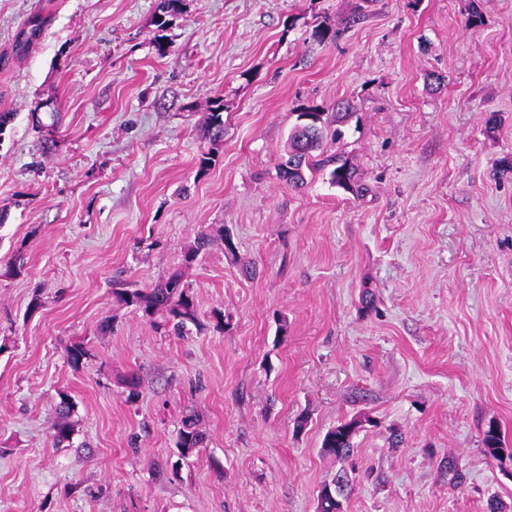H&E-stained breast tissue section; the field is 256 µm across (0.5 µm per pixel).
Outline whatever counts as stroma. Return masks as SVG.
<instances>
[{"mask_svg":"<svg viewBox=\"0 0 512 512\" xmlns=\"http://www.w3.org/2000/svg\"><path fill=\"white\" fill-rule=\"evenodd\" d=\"M158 4L0 0V512H317L344 471V512L512 506V0H183L162 54ZM341 101L326 147L358 190L288 185L297 112ZM218 226L235 253L184 268L201 329L117 303ZM189 409L206 441L184 453ZM350 419V457L324 454ZM43 20L37 17L31 18L24 29L18 35L16 42L13 46V54L21 56L27 53L33 45V42L41 35ZM25 31H28L25 33ZM21 35L24 38H21ZM221 102L222 100H215L211 104L209 112L197 129L198 136L208 141L212 150L216 151L224 141V105ZM58 420L52 427L51 436L56 445H62L69 442L71 437V429L68 424V417L73 407L71 398L67 394H61L60 402L57 405Z\"/></svg>","mask_w":512,"mask_h":512,"instance_id":"stroma-1","label":"stroma"}]
</instances>
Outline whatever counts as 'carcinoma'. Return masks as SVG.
<instances>
[{
	"mask_svg": "<svg viewBox=\"0 0 512 512\" xmlns=\"http://www.w3.org/2000/svg\"><path fill=\"white\" fill-rule=\"evenodd\" d=\"M43 20L35 17L24 27V37H19L13 46V54L21 56L27 53L33 42L41 35ZM327 119L324 113L311 108H303L296 113V123L289 138L287 158L280 165V176L294 187L305 183V171H320L332 167L330 182L333 185L350 190L357 179L356 169L337 155H326L319 158L315 152L321 150L324 141V129ZM198 136L209 142L212 150L201 155L199 172H205L215 162L214 150L224 141V105L214 101L203 122L197 129ZM212 241L210 235L202 233L183 252V265L190 267L197 262L203 249ZM118 302L125 307L141 310L148 318L159 314L173 324L178 333L188 330V326L198 325V318L193 299L180 270L170 273L163 281L149 287H141L136 283L123 285L115 291ZM73 403L66 394L60 395L58 403V420L52 427L51 436L56 445L70 441L71 429L68 417ZM356 434L354 421H346L329 430L322 441V450L335 457L346 458L353 451V438ZM203 442V433L199 430L196 416L186 414L181 419L178 435V446L196 448ZM485 453L499 458L502 448L500 433L491 426L485 431L483 438ZM335 488V484L326 483L318 491V512H341L343 503L331 499L327 489Z\"/></svg>",
	"mask_w": 512,
	"mask_h": 512,
	"instance_id": "carcinoma-1",
	"label": "carcinoma"
}]
</instances>
